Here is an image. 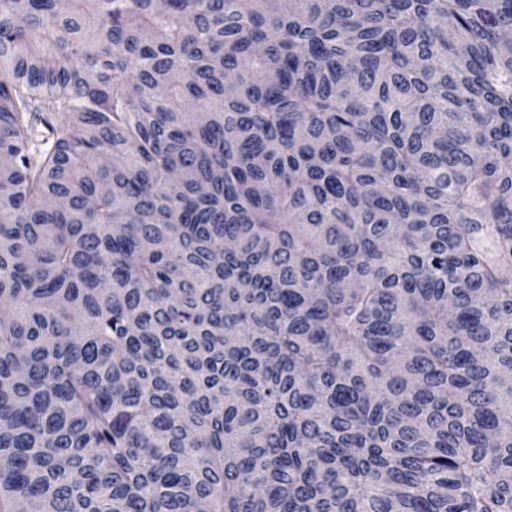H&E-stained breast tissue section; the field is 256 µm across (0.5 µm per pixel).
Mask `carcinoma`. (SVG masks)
Here are the masks:
<instances>
[{"label":"carcinoma","instance_id":"carcinoma-1","mask_svg":"<svg viewBox=\"0 0 512 512\" xmlns=\"http://www.w3.org/2000/svg\"><path fill=\"white\" fill-rule=\"evenodd\" d=\"M512 0H0V512H512Z\"/></svg>","mask_w":512,"mask_h":512}]
</instances>
